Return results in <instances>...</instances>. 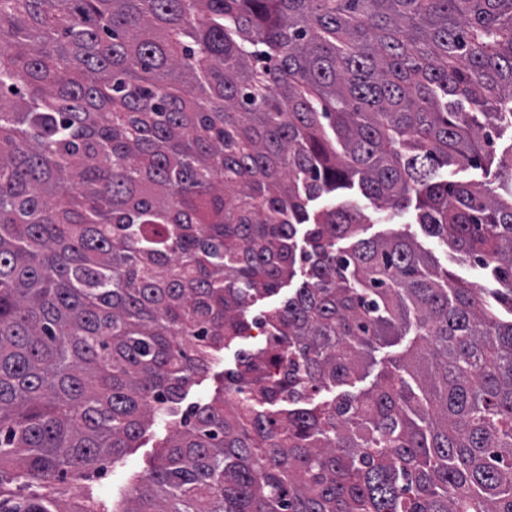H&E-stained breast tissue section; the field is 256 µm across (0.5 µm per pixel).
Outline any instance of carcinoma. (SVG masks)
<instances>
[{"label": "carcinoma", "mask_w": 512, "mask_h": 512, "mask_svg": "<svg viewBox=\"0 0 512 512\" xmlns=\"http://www.w3.org/2000/svg\"><path fill=\"white\" fill-rule=\"evenodd\" d=\"M505 119L512 0H0V512H105L51 482L255 331L112 512H512ZM349 200L358 205L374 222L365 224V230L361 233L363 237L369 238L378 234H385L390 229H403L406 225H411V231L416 234L421 245L426 249H430L443 267L452 270L459 277L467 281L481 282V269L478 265L470 261H460L456 253L451 252L445 246H439L434 238L426 235L419 224H409V222H414L411 211L404 213L400 218H396L398 224H387L382 219L385 213L377 210L371 200L360 194L349 198ZM410 338H411L410 336H405V338H403L396 345L379 348L378 351L375 352V358L377 360V365H375L373 367V369L370 371L369 374H367L366 377H364L360 381L356 382V386L353 390L357 392V391H360L362 389L369 387L371 385V383L373 382L377 371L380 368V361L400 355V353L403 352L405 350L406 346L408 345Z\"/></svg>", "instance_id": "obj_1"}]
</instances>
